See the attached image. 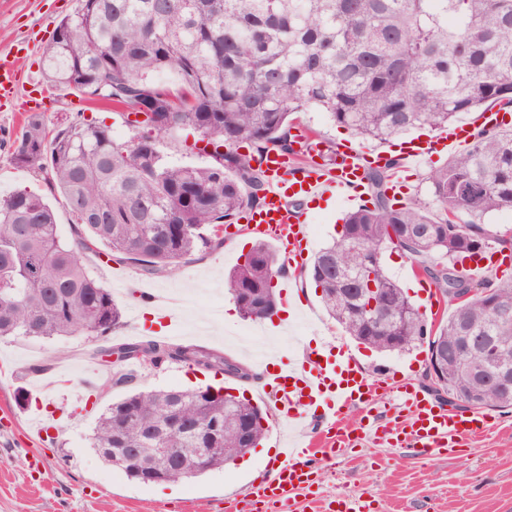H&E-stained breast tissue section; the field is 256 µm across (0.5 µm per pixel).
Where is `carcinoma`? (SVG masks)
<instances>
[{"mask_svg": "<svg viewBox=\"0 0 512 512\" xmlns=\"http://www.w3.org/2000/svg\"><path fill=\"white\" fill-rule=\"evenodd\" d=\"M169 70L177 89L154 75ZM43 73L52 89L74 90L129 116L135 132L118 139L103 122H64L48 129L31 117L13 160L46 171L62 199L72 234L62 240L54 209L26 189L0 197V341L16 336H108L123 309L83 264L93 252L133 262L149 275H172L189 257L222 244L218 231L264 201L266 179L256 162L270 150L292 152V115L318 108L365 140L386 142L415 129L432 132L467 112L499 106L512 111V0H80L61 20L44 50ZM189 127L214 147L203 163L172 159L168 138ZM250 152H238L241 144ZM387 173L371 177L373 207L348 212L338 233L315 256L310 275L329 316L355 342L401 354L426 342L428 350L464 335L495 330L504 346L495 360L512 366V282L459 273V253L471 243L490 249L512 238L485 225L494 211L512 210V126L479 128L472 142L429 176L434 210L393 207ZM398 248L420 260L439 294L481 289L480 302L454 306L437 330L386 271L383 253ZM280 276L271 246L258 239L224 276L239 308L276 311L272 280ZM383 288L377 309L396 313L382 322L353 289L364 281ZM259 321L263 317L255 318ZM196 348L207 365L229 374L235 361L194 343L134 338L109 350L123 354L121 387L144 366L183 363ZM475 359L459 345L440 362L434 392L471 409L512 407V389L473 375ZM169 424L191 417L224 418L223 452L203 475L256 447L266 420L250 400L231 394L202 406L186 389H130L98 418L91 447L108 465L112 448H141V420ZM250 421L252 442L237 425Z\"/></svg>", "mask_w": 512, "mask_h": 512, "instance_id": "1", "label": "carcinoma"}]
</instances>
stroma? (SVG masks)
<instances>
[{"label":"stroma","instance_id":"obj_1","mask_svg":"<svg viewBox=\"0 0 512 512\" xmlns=\"http://www.w3.org/2000/svg\"><path fill=\"white\" fill-rule=\"evenodd\" d=\"M79 6V0H0V55L14 57L19 69V92L0 107V193L17 188L46 191L38 169L17 166L12 159L13 143L31 115H38L50 128L73 120H102L111 125L116 137L132 134L121 112L92 104L81 94L50 91L45 86L42 49L57 24ZM300 123L336 146L383 148L382 143L363 140L335 125L318 110L301 113ZM445 160V155H435L412 168L394 206L430 205L428 177ZM345 213V207L331 197L311 215L303 262L281 269L294 285L292 298L281 302V315L260 322L259 328L268 336L293 337V347L282 351L290 362L299 361L318 345L327 352L352 356L370 375L386 373L395 382L423 381L427 347L404 355L364 348L346 336L323 308L321 291L309 275L310 262L340 229ZM255 239L245 219H238L225 225L222 246L197 253L170 277H151L138 265L127 263L121 267L123 280L116 281L111 269L99 266L95 254H86V267L124 308L121 325L103 338L20 336L0 343V512H224L226 498L244 494L251 482L261 478L277 434L287 428L285 418L278 415L269 417L265 438L245 463L176 484L136 483L106 465L90 444L99 415L121 395L120 390L104 389L114 366L96 351L136 335L133 309L142 301L141 290L174 291L194 302L192 320L180 313L171 322L149 317L154 335L169 336L174 343L224 349L249 364L247 350L224 343L225 334L247 325L242 317L230 320L224 314L233 304L224 292V274ZM203 381L192 367L167 363L141 368L136 386L183 388ZM35 411L53 419L55 429L32 443L27 434ZM485 416V434L463 438L451 453L441 456L426 457L410 448H382L366 440L324 457L316 496H299L294 512H317L316 499L327 501L339 495L368 499L374 512H512V409L489 410Z\"/></svg>","mask_w":512,"mask_h":512}]
</instances>
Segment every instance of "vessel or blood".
Segmentation results:
<instances>
[{
    "label": "vessel or blood",
    "instance_id": "vessel-or-blood-1",
    "mask_svg": "<svg viewBox=\"0 0 512 512\" xmlns=\"http://www.w3.org/2000/svg\"><path fill=\"white\" fill-rule=\"evenodd\" d=\"M17 88L15 62L0 58V102L14 98ZM471 137L469 127L453 126L428 140L410 139L393 153L343 146L336 150L333 167L320 163L303 170L296 169L288 156L269 151L260 159L269 178L265 201L249 212L247 220L256 231L281 243L284 258H294L309 238L308 206L327 195L354 200L370 170L393 160L415 165L448 147L468 145ZM262 372L261 399L286 418L293 433L282 439L267 475L247 493L227 500V512H283L291 492L314 485L318 456L337 447L369 439L381 447H414L438 456L487 426L482 413L452 412L410 380L393 390L380 418L346 432L342 423L347 410L377 409L385 378L369 376L348 357L325 360L318 349L310 350L305 362L266 365Z\"/></svg>",
    "mask_w": 512,
    "mask_h": 512
}]
</instances>
